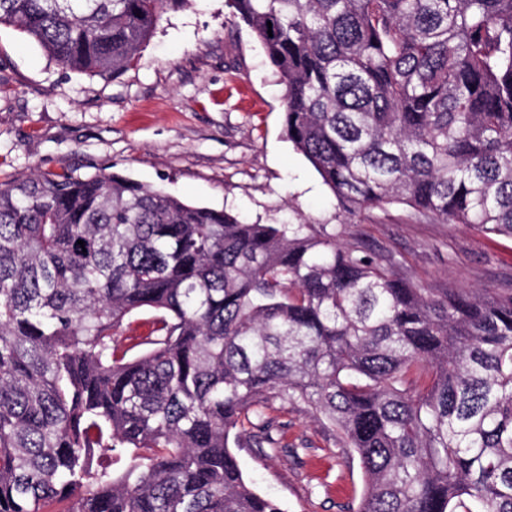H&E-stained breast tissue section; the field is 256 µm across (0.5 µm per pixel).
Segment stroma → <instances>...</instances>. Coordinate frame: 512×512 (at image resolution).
I'll list each match as a JSON object with an SVG mask.
<instances>
[{"label": "stroma", "instance_id": "stroma-1", "mask_svg": "<svg viewBox=\"0 0 512 512\" xmlns=\"http://www.w3.org/2000/svg\"><path fill=\"white\" fill-rule=\"evenodd\" d=\"M102 168L257 224H312L390 254L420 288L512 289V241L403 205L344 213L289 141L284 88L226 0L167 9L134 64L105 80L60 68L0 24V180ZM287 451H237L244 476L284 512H350L364 474L340 436L277 406Z\"/></svg>", "mask_w": 512, "mask_h": 512}]
</instances>
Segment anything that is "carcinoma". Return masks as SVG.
I'll use <instances>...</instances> for the list:
<instances>
[{"mask_svg":"<svg viewBox=\"0 0 512 512\" xmlns=\"http://www.w3.org/2000/svg\"><path fill=\"white\" fill-rule=\"evenodd\" d=\"M187 2L0 0V24L108 78ZM227 5L343 210L512 239V0ZM275 400L358 455L356 512H512V292L416 288L310 224L104 169L0 181V512H283L236 453L244 419L250 447H288ZM151 316L148 313H142L135 316L131 323L123 329V335L120 336L122 347L126 348L140 341L141 337L147 336L151 329Z\"/></svg>","mask_w":512,"mask_h":512,"instance_id":"carcinoma-1","label":"carcinoma"}]
</instances>
